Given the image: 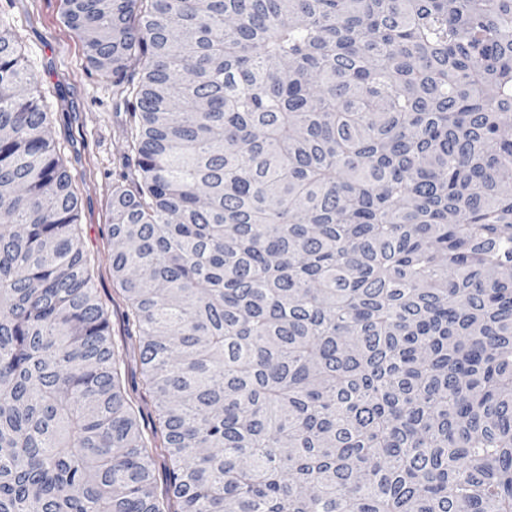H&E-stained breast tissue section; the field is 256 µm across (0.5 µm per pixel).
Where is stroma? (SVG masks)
Listing matches in <instances>:
<instances>
[{
  "mask_svg": "<svg viewBox=\"0 0 512 512\" xmlns=\"http://www.w3.org/2000/svg\"><path fill=\"white\" fill-rule=\"evenodd\" d=\"M8 11L51 112V135L64 149L95 293L113 340L124 347V307L115 294L108 227L114 164L126 149L121 136L126 114L115 108L111 79L93 67L84 42L67 24L62 0H11Z\"/></svg>",
  "mask_w": 512,
  "mask_h": 512,
  "instance_id": "1",
  "label": "stroma"
}]
</instances>
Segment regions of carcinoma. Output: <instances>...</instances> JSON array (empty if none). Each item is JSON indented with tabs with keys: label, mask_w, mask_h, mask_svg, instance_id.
<instances>
[{
	"label": "carcinoma",
	"mask_w": 512,
	"mask_h": 512,
	"mask_svg": "<svg viewBox=\"0 0 512 512\" xmlns=\"http://www.w3.org/2000/svg\"><path fill=\"white\" fill-rule=\"evenodd\" d=\"M63 4L155 415L0 12V512H512V0Z\"/></svg>",
	"instance_id": "obj_1"
}]
</instances>
